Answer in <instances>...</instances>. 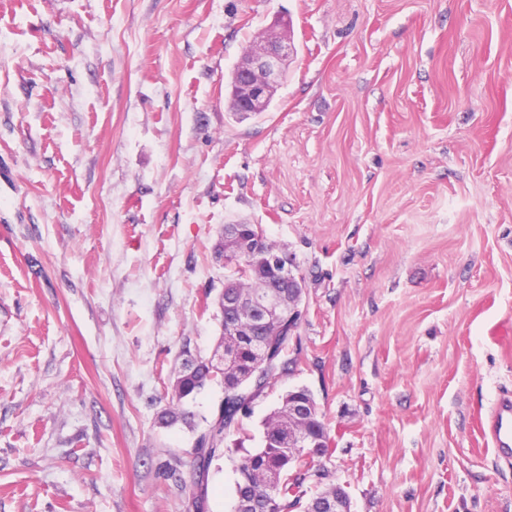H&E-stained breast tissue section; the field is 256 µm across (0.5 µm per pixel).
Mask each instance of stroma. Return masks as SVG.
Returning a JSON list of instances; mask_svg holds the SVG:
<instances>
[{"mask_svg": "<svg viewBox=\"0 0 512 512\" xmlns=\"http://www.w3.org/2000/svg\"><path fill=\"white\" fill-rule=\"evenodd\" d=\"M287 18L268 111L228 110ZM305 282L290 371L352 512H512L481 423L512 393V0H0V512H184L158 424L210 354L224 225ZM229 457L208 512H231Z\"/></svg>", "mask_w": 512, "mask_h": 512, "instance_id": "obj_1", "label": "stroma"}]
</instances>
